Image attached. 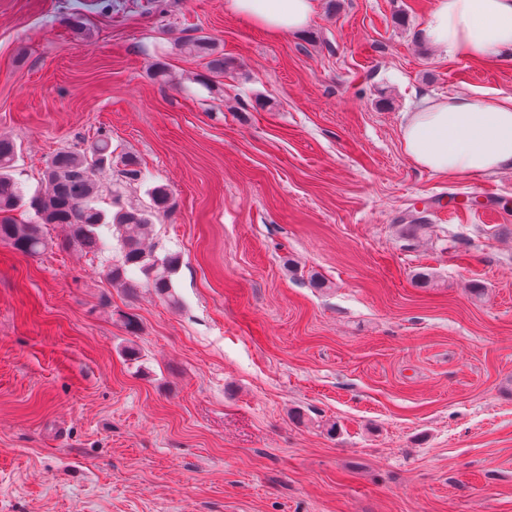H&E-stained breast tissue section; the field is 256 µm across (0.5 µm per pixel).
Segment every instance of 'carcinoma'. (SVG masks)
Returning <instances> with one entry per match:
<instances>
[{"label": "carcinoma", "mask_w": 512, "mask_h": 512, "mask_svg": "<svg viewBox=\"0 0 512 512\" xmlns=\"http://www.w3.org/2000/svg\"><path fill=\"white\" fill-rule=\"evenodd\" d=\"M187 54L211 55L212 46L204 39L181 44ZM20 147L9 136L0 135V241L9 243L24 255L43 252L48 241L42 228L46 224H63L66 243L86 253L101 256L112 251L110 237L118 242L119 258L106 269V276L116 286L133 289L138 286L135 275L145 277V285L157 294L171 296V277L179 265V256L156 254V246L145 243V233L154 213H166L172 207L168 189L157 185L150 191L151 207L121 206L112 213L100 206L103 186L97 176L112 165V141L98 138L88 146L60 150L47 163L43 177L48 184L45 193L25 195L14 177ZM119 176L131 185L144 183L150 173L136 156L120 157ZM25 208L34 214V223L22 224L13 212Z\"/></svg>", "instance_id": "cac0c4a2"}]
</instances>
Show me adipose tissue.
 Returning <instances> with one entry per match:
<instances>
[{"instance_id":"1","label":"adipose tissue","mask_w":512,"mask_h":512,"mask_svg":"<svg viewBox=\"0 0 512 512\" xmlns=\"http://www.w3.org/2000/svg\"><path fill=\"white\" fill-rule=\"evenodd\" d=\"M229 12L274 36L302 32L315 0H225ZM425 43L450 59H497L512 52V0H433ZM401 139L421 169L492 176L512 169V97L455 94L426 98L403 116Z\"/></svg>"}]
</instances>
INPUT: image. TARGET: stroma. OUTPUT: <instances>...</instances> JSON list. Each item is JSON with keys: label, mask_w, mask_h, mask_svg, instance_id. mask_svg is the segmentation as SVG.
I'll list each match as a JSON object with an SVG mask.
<instances>
[{"label": "stroma", "mask_w": 512, "mask_h": 512, "mask_svg": "<svg viewBox=\"0 0 512 512\" xmlns=\"http://www.w3.org/2000/svg\"><path fill=\"white\" fill-rule=\"evenodd\" d=\"M315 3L275 38L224 0H0L24 190L109 135L180 257L167 298L58 224L0 243V512H512V170L438 176L400 133L427 97H512V53L441 57L432 0ZM202 37L232 77L199 83ZM119 176L126 184L144 183L150 179V173L144 168L136 156L125 153L120 157Z\"/></svg>", "instance_id": "1"}]
</instances>
